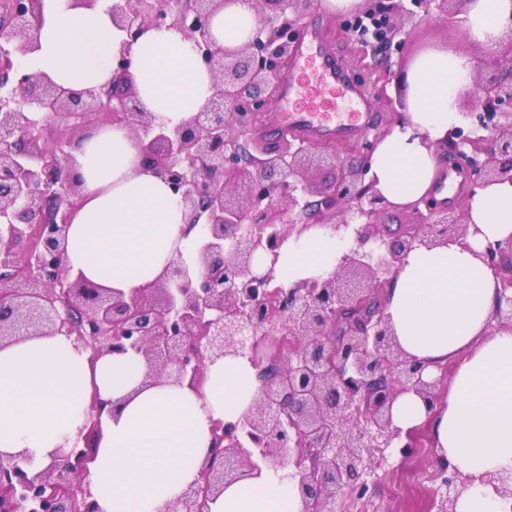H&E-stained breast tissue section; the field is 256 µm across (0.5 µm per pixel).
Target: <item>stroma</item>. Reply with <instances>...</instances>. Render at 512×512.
<instances>
[{"mask_svg":"<svg viewBox=\"0 0 512 512\" xmlns=\"http://www.w3.org/2000/svg\"><path fill=\"white\" fill-rule=\"evenodd\" d=\"M304 20L324 32L348 70L365 74L364 89L377 99L375 120L359 140L331 144V151L343 158L364 151L401 118L406 94L388 82L390 71L410 68L419 55L432 48L444 47L455 54L471 51L469 45L459 40L455 24L442 19L407 24L403 52L392 54L386 61L374 55L370 45L360 40L352 29V18L326 12L317 5ZM418 437L421 447L417 454L405 457L396 451L386 452L371 479L367 495L360 500L344 497L338 503L340 512H434L433 475L439 463L430 428H420Z\"/></svg>","mask_w":512,"mask_h":512,"instance_id":"obj_1","label":"stroma"}]
</instances>
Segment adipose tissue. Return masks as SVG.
<instances>
[{
    "label": "adipose tissue",
    "mask_w": 512,
    "mask_h": 512,
    "mask_svg": "<svg viewBox=\"0 0 512 512\" xmlns=\"http://www.w3.org/2000/svg\"><path fill=\"white\" fill-rule=\"evenodd\" d=\"M114 0L93 8L45 0L40 47L28 70L57 85L82 89L112 79L113 62L127 54L140 105L156 123L174 126L202 112L212 77L190 40L173 26L146 29L135 41L112 24ZM512 23V0H471L469 39L497 40ZM255 24L249 0H233L213 19L220 44L242 45ZM476 62L442 50L422 54L407 74L402 125L383 137L370 158L374 188L389 203L426 197L438 143L459 95L473 85ZM84 201L69 229L73 272L110 290L131 292L154 282L200 233L188 229L179 198L144 171L130 130L122 125L88 134L75 152ZM466 245L450 241L411 251L387 290L386 313L399 348L420 362L426 377L455 362L445 402L429 405L406 392L392 407L394 427L430 425L439 462L466 476L456 512H512L481 477L512 473V329H493L500 290L482 261L488 244L512 238V183L476 189L468 199ZM350 246L328 228L313 226L288 240L274 267L294 285L330 276ZM144 364L134 352L90 360L70 337L29 336L0 347V454L25 453L48 465L84 421L91 393L107 407L89 466L98 512H169L197 480L214 422L237 421L255 403L260 383L247 357L209 364L198 388L143 386ZM212 512H300L297 481L260 475L227 486Z\"/></svg>",
    "instance_id": "adipose-tissue-1"
}]
</instances>
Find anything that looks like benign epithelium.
<instances>
[{
  "mask_svg": "<svg viewBox=\"0 0 512 512\" xmlns=\"http://www.w3.org/2000/svg\"><path fill=\"white\" fill-rule=\"evenodd\" d=\"M230 2L121 0L112 6L113 24L131 38L149 26L178 27L212 76L206 109L172 128L141 110L126 54L107 85L60 87L23 67L40 47L44 0H10L0 13V346L63 333L93 359L111 351L142 356L147 386H193L202 382L206 362L229 353L248 356L264 330L282 332L291 341L258 368V401L238 421L212 425L200 478L172 512H210L224 487L290 466L299 475L302 512H336L340 498L364 496L376 456L416 447V431L403 435L392 426L397 396L413 391L432 406L438 402V381L424 379L423 368L394 342L382 289L413 249L450 239L466 244V212L424 199L411 206V231L391 237L381 223L390 204L365 183L369 157L343 160L301 145L241 162L226 131L245 128L251 113L264 110L314 2L251 0L257 25L234 48L212 32L214 16ZM468 3L363 0L355 13L375 24L374 47L383 54L405 45L399 35L406 23L434 9L465 14ZM482 59L445 146L474 188L512 183V26L482 46ZM100 111L109 114V124L130 128L142 165L180 197L188 229L203 228L193 259L178 258L128 295L73 278L67 265L69 227L84 198L71 149ZM325 166L338 173L320 189L313 172ZM335 216L332 227L353 228L355 246L332 275L287 288L274 268L256 269L259 254L276 264L298 224ZM510 254L512 241L497 242L480 258L512 306V274L501 276ZM103 410L92 394L83 427L42 469L24 454H1L0 512H97L88 475ZM434 478L440 481L437 512H456L457 473L441 466ZM482 481L512 497V474L487 473Z\"/></svg>",
  "mask_w": 512,
  "mask_h": 512,
  "instance_id": "1",
  "label": "benign epithelium"
}]
</instances>
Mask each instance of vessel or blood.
Listing matches in <instances>:
<instances>
[{
	"instance_id": "obj_1",
	"label": "vessel or blood",
	"mask_w": 512,
	"mask_h": 512,
	"mask_svg": "<svg viewBox=\"0 0 512 512\" xmlns=\"http://www.w3.org/2000/svg\"><path fill=\"white\" fill-rule=\"evenodd\" d=\"M278 130L302 144L354 141L369 125L374 107L348 84L321 31L302 25L280 76L275 101Z\"/></svg>"
}]
</instances>
